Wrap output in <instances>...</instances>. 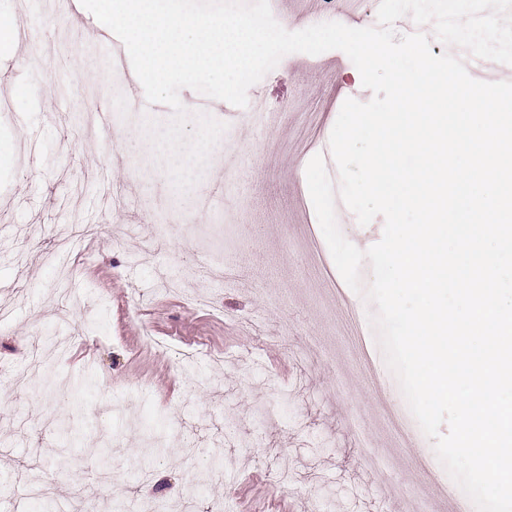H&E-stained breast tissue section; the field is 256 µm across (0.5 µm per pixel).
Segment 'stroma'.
<instances>
[{"mask_svg":"<svg viewBox=\"0 0 512 512\" xmlns=\"http://www.w3.org/2000/svg\"><path fill=\"white\" fill-rule=\"evenodd\" d=\"M26 9L0 0V25L37 57L0 49V368L22 381L0 396V512H126L144 498L156 512H415L422 500L458 512L437 492L448 474L432 440L404 448L385 426L382 404L405 398L377 387L391 372L372 328L376 383L349 347L347 306L363 319L374 307L338 279L308 190L314 152L299 139L328 141L346 99L373 97L353 88L348 56L292 53L253 85L249 98L287 107V127L228 125L209 158L219 183L186 214L162 204L172 183L149 145L104 149L85 131L97 108H117L129 133L171 109L141 108L142 85L104 65L89 11L77 26L49 15L29 27ZM87 226L84 260L45 262L62 231ZM202 261L229 278H195ZM46 348L53 388L30 364ZM60 418L83 431L67 467L53 464L69 445Z\"/></svg>","mask_w":512,"mask_h":512,"instance_id":"obj_1","label":"stroma"}]
</instances>
